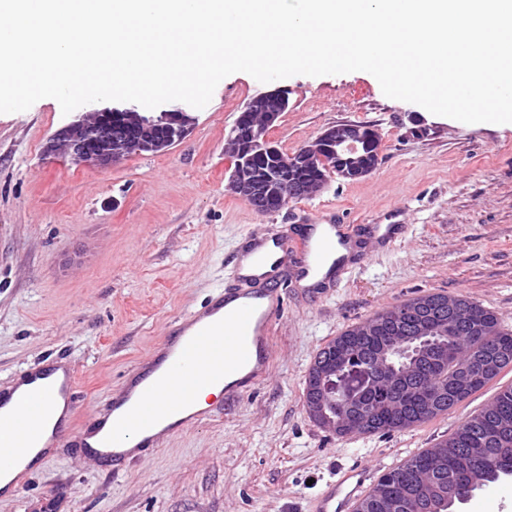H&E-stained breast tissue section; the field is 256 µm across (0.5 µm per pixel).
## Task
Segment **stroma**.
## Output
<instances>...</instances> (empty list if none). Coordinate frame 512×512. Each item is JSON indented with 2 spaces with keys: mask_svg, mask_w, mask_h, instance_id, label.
Wrapping results in <instances>:
<instances>
[{
  "mask_svg": "<svg viewBox=\"0 0 512 512\" xmlns=\"http://www.w3.org/2000/svg\"><path fill=\"white\" fill-rule=\"evenodd\" d=\"M279 88L288 108L269 133L291 154L325 128L373 125L381 160L367 177L331 180L314 198L261 214L233 193L224 136L254 95ZM63 114L44 98L0 113V386L66 356L76 366L79 426H90L122 377L163 340L169 322L234 287L248 233L313 224L406 232L353 263L318 296L287 289L266 381L212 404L119 471L77 448L54 451L0 512H307L337 468L382 472L448 437L505 388L512 368L447 414L399 432L338 435L307 414L303 391L319 351L347 328L419 294L462 295L512 331V129L442 120L386 97L370 74L224 78L195 110L190 134L161 154L101 169L51 155L60 128L100 110ZM456 512H512V477L487 484Z\"/></svg>",
  "mask_w": 512,
  "mask_h": 512,
  "instance_id": "stroma-1",
  "label": "stroma"
}]
</instances>
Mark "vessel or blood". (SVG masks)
<instances>
[{"instance_id":"b4317fda","label":"vessel or blood","mask_w":512,"mask_h":512,"mask_svg":"<svg viewBox=\"0 0 512 512\" xmlns=\"http://www.w3.org/2000/svg\"><path fill=\"white\" fill-rule=\"evenodd\" d=\"M350 243L349 237L332 233L316 243L310 235L290 239L279 230L247 236L245 253L254 259L252 287L220 289L204 308L176 318L149 359L125 375L91 427H73L77 392L75 370L67 361L25 369L0 388V409L10 408L13 419L27 423L53 422L52 447L74 439L96 463L134 459L136 450L155 447L161 438L152 407L161 387L179 383L187 402L193 389L221 381L226 398L234 399L266 378L273 319L283 294L274 274L286 263L288 251L304 254L298 270L303 279L334 257L337 247ZM41 441L37 432L23 439L11 430L0 432V473L26 475L27 456ZM378 481L377 470L370 467L338 470L326 490L310 501L308 512H358Z\"/></svg>"}]
</instances>
